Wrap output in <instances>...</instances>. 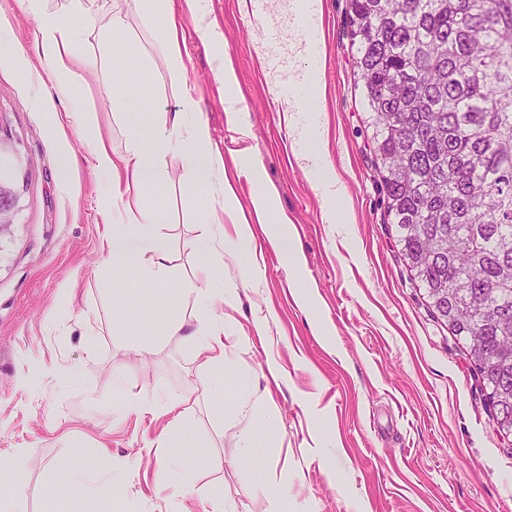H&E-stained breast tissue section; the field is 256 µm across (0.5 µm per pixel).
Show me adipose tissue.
<instances>
[{
    "label": "adipose tissue",
    "instance_id": "adipose-tissue-1",
    "mask_svg": "<svg viewBox=\"0 0 512 512\" xmlns=\"http://www.w3.org/2000/svg\"><path fill=\"white\" fill-rule=\"evenodd\" d=\"M29 11L45 17L36 44L49 79L58 94L77 99L79 78L88 64L75 48L77 32L72 21H79L86 30H95L100 20L96 0H25ZM134 9L145 17L160 22V47L166 58L170 78L180 82L183 72L181 31L172 0H134ZM67 16V23H59V16ZM322 82V59L319 53L308 56L302 77H289L287 112H298L289 128L300 140L312 143L309 152L311 183L323 201V215L327 223H345L336 205L343 196V183L334 168L328 164L321 144L324 130L317 120L299 109L306 91ZM194 110V99L188 88H181L179 110L173 119H160L154 125L153 145L144 148L137 137H129L124 153L113 151L109 142L95 138L91 157L95 168L112 180V202L106 210L107 228L100 241L105 263L120 260L138 266L142 279L158 280L169 271L168 245L154 231L158 222L156 212L145 207V183L163 184L169 180L167 158H176L186 184L190 189H206L213 200L201 232L192 239L190 247L201 263L193 279L182 284L185 294L197 302V324L193 334L198 352L209 366L220 367L226 354L224 346V318L219 310L231 305L232 294L213 286L215 265L219 261L218 248L224 241V218L233 216L235 243L250 246L253 224L236 214L235 190L224 180V157L210 145L209 130L203 123L189 121Z\"/></svg>",
    "mask_w": 512,
    "mask_h": 512
}]
</instances>
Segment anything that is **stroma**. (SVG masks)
<instances>
[{"instance_id": "stroma-1", "label": "stroma", "mask_w": 512, "mask_h": 512, "mask_svg": "<svg viewBox=\"0 0 512 512\" xmlns=\"http://www.w3.org/2000/svg\"><path fill=\"white\" fill-rule=\"evenodd\" d=\"M290 0H200L182 11L184 79L195 115L224 156L238 211L251 213L264 186L277 195L254 227L262 274L244 286L247 256L225 244L214 268L233 288L225 308L239 347L223 370L197 357L190 337L193 297L181 283L200 259L188 247L200 231L205 190H188L181 170L144 190L161 212L155 232L169 243V275L141 279L131 265H104L102 213L111 183L90 162L92 138L62 129L69 108L52 81L36 111L22 71L35 53L41 19L25 0H0V133L20 136L30 169L25 230L0 270V494L13 512H265L287 494L288 512H512V442L499 438L491 409L456 340L429 313L386 219L371 131L354 88L348 0H323V81L309 91L327 131V161L344 185L347 228L325 223L323 203L284 119V95L261 57L263 29L284 35ZM80 33L91 59L80 100L97 130L123 152L130 136L150 144L152 127L174 115L180 90L160 52L157 30L135 9ZM23 47L25 59L12 54ZM136 54L143 71H120ZM229 56L248 124L240 139L224 112L219 55ZM137 112L120 109L124 95ZM250 148V174L239 156ZM77 158L67 170L62 157ZM140 355H133V348ZM181 399L184 443L166 448L171 417L125 409L137 395ZM272 400L273 425L261 408ZM265 435L264 458L240 460L246 433ZM88 470L98 486L67 481Z\"/></svg>"}]
</instances>
